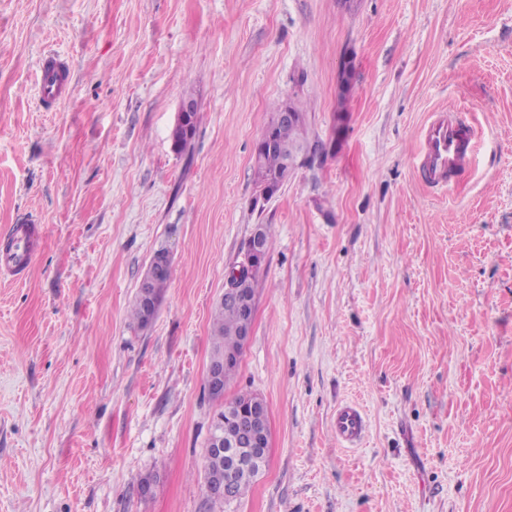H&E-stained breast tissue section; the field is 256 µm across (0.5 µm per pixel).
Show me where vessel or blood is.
Instances as JSON below:
<instances>
[{
    "label": "vessel or blood",
    "mask_w": 512,
    "mask_h": 512,
    "mask_svg": "<svg viewBox=\"0 0 512 512\" xmlns=\"http://www.w3.org/2000/svg\"><path fill=\"white\" fill-rule=\"evenodd\" d=\"M475 130L459 115L436 113L423 132L420 165L428 184L442 186L452 176L472 166L476 156ZM41 238L39 225L23 220L11 227L8 239L11 247L0 252V273L22 276L30 268ZM339 442L359 441L366 429L363 412L355 406L337 409L334 421Z\"/></svg>",
    "instance_id": "1"
}]
</instances>
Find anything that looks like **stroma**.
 Here are the masks:
<instances>
[{
    "mask_svg": "<svg viewBox=\"0 0 512 512\" xmlns=\"http://www.w3.org/2000/svg\"><path fill=\"white\" fill-rule=\"evenodd\" d=\"M289 99L313 152L259 209L255 142ZM448 110L480 143L441 192L417 161ZM28 216L38 254L0 277V512H206L212 313L259 224L224 398L266 401L269 461L228 512H512V0H0V239ZM197 112V103L194 99L187 98L182 100L177 115L178 124L175 125L172 132L173 145L178 153H185L190 150L197 128ZM191 113L192 115L190 116ZM180 123H187L189 125V129L185 128V126L179 125ZM259 236L262 246V260L258 262L256 271L251 276H246L237 283L240 295L256 298V288L259 283L260 273L269 250L270 227L268 224H259ZM169 279V268L161 263L153 266L152 261L143 279L145 284V292L138 291L131 308V318L135 324L140 327L147 325L148 310L146 299L151 298L160 304L163 289ZM336 439L340 442L359 441L366 429L363 412L356 406L344 405L336 410L334 421Z\"/></svg>",
    "mask_w": 512,
    "mask_h": 512,
    "instance_id": "1",
    "label": "stroma"
}]
</instances>
